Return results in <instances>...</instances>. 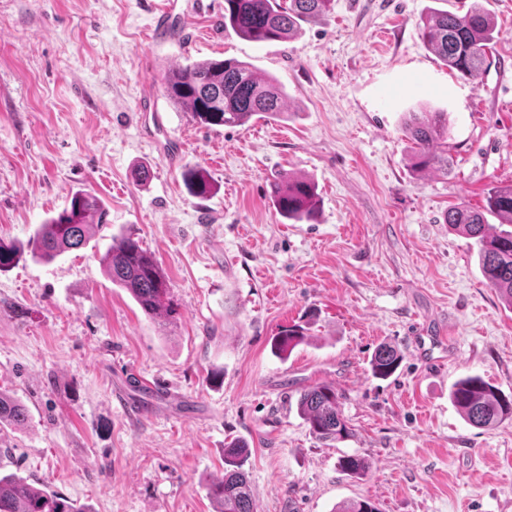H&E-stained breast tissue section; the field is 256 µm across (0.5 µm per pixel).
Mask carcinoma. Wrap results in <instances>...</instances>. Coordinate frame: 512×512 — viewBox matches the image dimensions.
<instances>
[{
  "label": "carcinoma",
  "mask_w": 512,
  "mask_h": 512,
  "mask_svg": "<svg viewBox=\"0 0 512 512\" xmlns=\"http://www.w3.org/2000/svg\"><path fill=\"white\" fill-rule=\"evenodd\" d=\"M333 0H224V26L255 42L287 41L304 22L329 11ZM424 43L448 67L463 77L477 78L489 66L487 52L495 39V22L477 2L465 14L441 11L424 22ZM167 98L206 126H241L252 117L273 118L282 112L283 86L274 77L258 76L251 65L235 59H206L168 69L163 76ZM413 144V159L420 171H448V119L443 112H411L404 123ZM192 194L206 196L211 186L206 172L185 176ZM271 197L278 212L297 222L316 220L319 212L316 186L290 173H280L271 182ZM512 224V185L497 189L486 199L485 210L456 205L448 209L445 222L476 239L478 259L488 284L512 308V231L489 233L485 213ZM107 223L102 200L77 191L69 206L48 219L27 246L0 237V271L31 258L51 262L63 253L85 245L96 229ZM112 283L125 289L143 313L155 319L172 310L171 287L164 273L143 249L139 238L114 236L102 255ZM305 337V328L288 326L274 340V349L284 354ZM402 356L393 346L379 345L371 359L375 376L386 377L398 367ZM452 400L466 422L477 428L512 422V399L477 376L459 379ZM342 395L332 385L321 384L301 392L298 413L310 433L320 441H339L351 433L341 409ZM26 409L0 393V423L23 424ZM248 447L235 441L224 449V479L210 487L217 504L215 512H254V500L243 470ZM338 466L347 475L365 471L364 459L349 455ZM0 512H85L67 497L47 487H34L13 474L0 475Z\"/></svg>",
  "instance_id": "cac0c4a2"
}]
</instances>
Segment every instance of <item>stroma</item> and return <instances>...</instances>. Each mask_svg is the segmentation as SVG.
Masks as SVG:
<instances>
[{
    "instance_id": "35a3bbf8",
    "label": "stroma",
    "mask_w": 512,
    "mask_h": 512,
    "mask_svg": "<svg viewBox=\"0 0 512 512\" xmlns=\"http://www.w3.org/2000/svg\"><path fill=\"white\" fill-rule=\"evenodd\" d=\"M158 0H0V236L27 243L72 193L108 209L88 244L0 272V390L27 410L0 426V472L46 484L91 512H215L207 489L224 448L243 466L255 512H512V422L476 428L450 400L477 375L512 395V309L481 272L453 205L484 209L512 184V0H481L498 36L476 79L452 73L421 38L433 12L473 0H333L285 42L224 25V0H177V38H149ZM250 63L288 95L281 116L205 127L165 96L173 66ZM154 90L155 123L141 99ZM448 115L447 173L414 176L410 112ZM147 182L131 178L134 167ZM214 185L190 194L184 171ZM313 180L316 223L283 218L274 172ZM131 233L167 276L173 311L144 315L100 263ZM452 328L434 373L414 323ZM298 324L285 355L271 341ZM383 342L391 377L369 361ZM146 386L129 383L126 369ZM336 386L352 433L323 443L300 392ZM123 394L142 412L127 418ZM368 460L365 475L337 467ZM402 356L393 346L380 344L371 359V369L375 376L386 377L391 375L398 367Z\"/></svg>"
}]
</instances>
